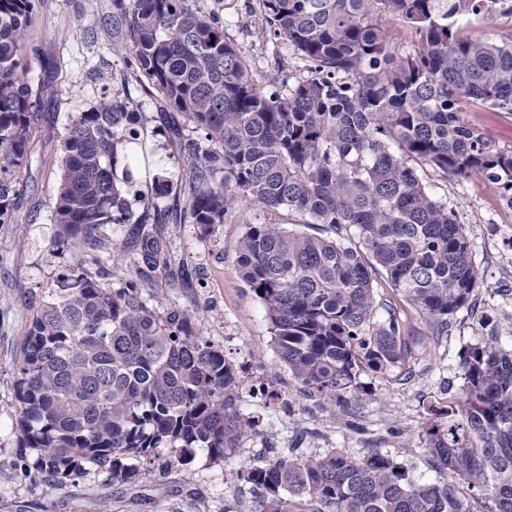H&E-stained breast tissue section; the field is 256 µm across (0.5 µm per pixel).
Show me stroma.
Segmentation results:
<instances>
[{
	"label": "stroma",
	"instance_id": "1",
	"mask_svg": "<svg viewBox=\"0 0 512 512\" xmlns=\"http://www.w3.org/2000/svg\"><path fill=\"white\" fill-rule=\"evenodd\" d=\"M256 4L204 0L205 8L223 13L226 36L246 52L261 80L288 53L257 38ZM111 12L112 0H36L27 33L23 79L32 91L48 84L57 94L41 108L10 221L0 224V512H254L255 498L237 473L258 463L267 448L288 456L376 451L402 463L413 482L443 479L424 450L423 431L432 408L447 406L461 388V353L492 334L512 349V213L498 207L497 186L480 176L447 182L428 175L435 196L463 224L480 279L469 306L449 317L447 332L408 311V365L359 372L355 414L336 416L280 361L265 309L241 278L236 244L246 225L267 221L264 210L234 206L209 233L189 220L160 225L166 259L147 281L135 278L133 251L117 261L111 252L78 254L61 242L53 210L66 127L111 94L129 69L127 55L112 49ZM130 92L142 104L139 130L146 143L139 192L150 195L158 173L180 186L188 145L203 144L202 133L187 129L174 137L157 93L138 85ZM465 115L499 148L512 150L511 114L472 105ZM78 266L113 288L136 283L159 313L192 314L205 339L223 350L238 372V408L252 424L224 461L200 451L193 461L153 470L134 484L92 473L50 488L32 471L36 452L22 447L18 427L15 361L36 306L59 274Z\"/></svg>",
	"mask_w": 512,
	"mask_h": 512
}]
</instances>
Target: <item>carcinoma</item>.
<instances>
[{"label": "carcinoma", "instance_id": "1", "mask_svg": "<svg viewBox=\"0 0 512 512\" xmlns=\"http://www.w3.org/2000/svg\"><path fill=\"white\" fill-rule=\"evenodd\" d=\"M494 0H259L263 40H283L303 66H285L260 86L224 18L197 0H112V45L128 50L121 80L154 89L166 111L202 131L190 145L184 210L204 230L243 203L335 236L279 222L248 224L236 245L246 285L270 321L280 360L307 389L344 412L359 398L356 376L410 359L406 313L380 306L382 271L402 305L444 329L469 305L480 272L463 225L435 197L426 175L487 177L512 199V151L468 123L463 106L512 114V41L461 35L468 16L493 18ZM35 0H0V218L20 187L36 135L44 86L23 83V53ZM402 22L398 47L381 24ZM136 101L113 96L78 113L66 128L53 211L77 252L111 250L106 224L135 220L136 266L146 278L164 263L156 225L178 210L150 201L133 216L139 133L127 126ZM464 383L426 428L430 462L448 474L409 481L381 453L356 457L274 455L237 478L257 512H512V351L491 336L460 356ZM23 445L55 485L87 472L134 483L166 449V464L213 460L251 427L237 409V376L224 353L180 311L147 306L136 285L110 288L76 270L60 274L25 330L16 362Z\"/></svg>", "mask_w": 512, "mask_h": 512}]
</instances>
